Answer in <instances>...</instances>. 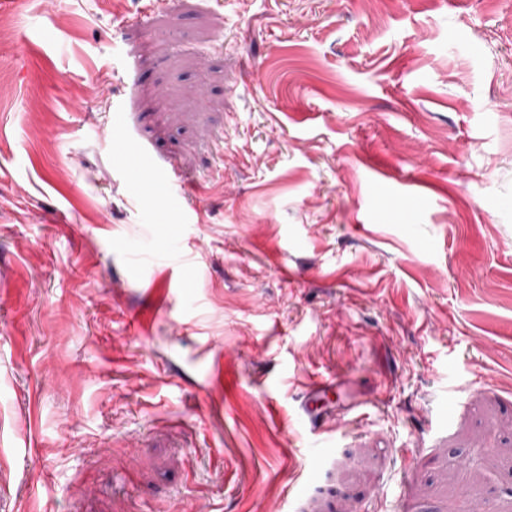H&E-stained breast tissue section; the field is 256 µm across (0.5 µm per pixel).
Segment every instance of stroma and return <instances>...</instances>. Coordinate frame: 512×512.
<instances>
[{
	"mask_svg": "<svg viewBox=\"0 0 512 512\" xmlns=\"http://www.w3.org/2000/svg\"><path fill=\"white\" fill-rule=\"evenodd\" d=\"M145 2L6 8L0 512H512V0ZM119 148L125 158V169L143 175L145 184H148L152 190V184L147 180L157 181L153 165L146 163L144 154L137 147L121 143ZM340 384H325L311 381L307 384L303 398L298 405L299 418L308 425L313 434H317L323 425V417L332 407L329 396L339 390Z\"/></svg>",
	"mask_w": 512,
	"mask_h": 512,
	"instance_id": "35a3bbf8",
	"label": "stroma"
}]
</instances>
